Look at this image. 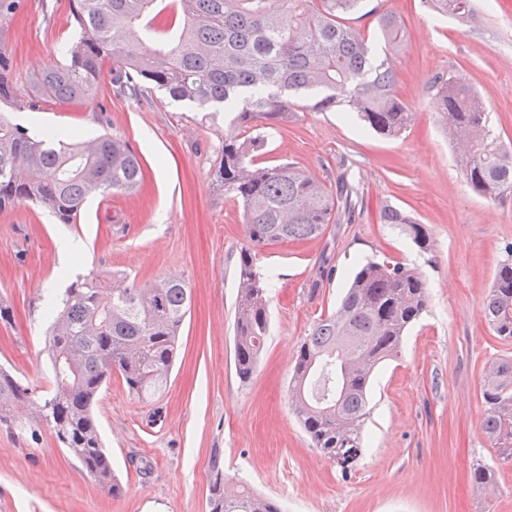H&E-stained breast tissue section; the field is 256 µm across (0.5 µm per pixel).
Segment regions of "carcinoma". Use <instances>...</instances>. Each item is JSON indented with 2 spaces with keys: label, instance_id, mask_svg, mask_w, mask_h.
<instances>
[{
  "label": "carcinoma",
  "instance_id": "cac0c4a2",
  "mask_svg": "<svg viewBox=\"0 0 512 512\" xmlns=\"http://www.w3.org/2000/svg\"><path fill=\"white\" fill-rule=\"evenodd\" d=\"M364 0H69L76 39L64 61L36 78L38 96L64 103L95 93L102 69L112 64V84L133 96L146 83L175 101L232 114L224 130L217 176L242 204L248 246L236 266L234 368L241 382L256 372L268 331V297L255 250L320 236L339 198L290 163L264 165V138L240 129L286 126L290 96L312 100L317 112L339 106L376 132L395 138L415 123L398 92L392 53L407 42L393 12L376 19L386 43L377 55L354 24ZM431 10L456 21L475 12L473 0H427ZM26 0H0V24L24 10ZM0 51V104L36 109L7 77ZM448 140L464 143L461 172L486 199L512 194V149L490 133L485 104L461 77L435 75L427 82ZM143 178L137 155L104 133L80 141L65 131L56 140L35 137L0 117V210L23 202L74 224L85 200L97 192L126 193ZM384 224H400L422 250V225L386 206ZM496 267L481 316L494 335L512 340V245ZM422 273L389 259L360 264L335 313L320 318L301 344L290 378L293 411L311 444L336 462L359 456L361 429L375 368L397 357L405 331L425 312ZM191 289L181 280L150 284L122 281L103 294L84 276L65 290L51 329L52 386L35 399L0 368V406L29 401V422L51 428L59 445L109 494L122 487L103 448L92 406L117 371L129 393L160 394L177 357ZM482 428L499 456L512 461V357L485 375ZM472 483L495 486L492 470L477 467ZM209 512H280L270 498L224 477L213 467Z\"/></svg>",
  "mask_w": 512,
  "mask_h": 512
}]
</instances>
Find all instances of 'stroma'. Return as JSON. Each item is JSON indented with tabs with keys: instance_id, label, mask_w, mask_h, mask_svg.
<instances>
[{
	"instance_id": "35a3bbf8",
	"label": "stroma",
	"mask_w": 512,
	"mask_h": 512,
	"mask_svg": "<svg viewBox=\"0 0 512 512\" xmlns=\"http://www.w3.org/2000/svg\"><path fill=\"white\" fill-rule=\"evenodd\" d=\"M364 7L369 14L356 25L373 48L383 45L375 11L394 12L405 26L398 88L417 120L388 139L346 113L314 112L297 99L293 120L270 130L266 163L293 164L331 190L346 180L357 195L319 237L257 250L269 332L246 384L235 374L233 347L235 269L247 239L241 207L216 176L227 117L150 86L135 98L116 94L108 66L92 96L0 112L36 135L110 133L143 171L139 189L90 197L74 224L55 223L32 203L0 211V301L13 312L10 323L0 322V367L32 391L47 390L48 312L76 276L177 278L193 297L165 392L133 397L116 374L98 396L94 418L121 493L104 492L48 427L32 436L0 424V512H209L216 466L283 512H512V463L481 425L484 372L512 356V340L493 336L480 316L512 244V194L491 201L471 190L424 86L436 74L465 79L494 132L512 145V0H476L468 24L436 16L422 0ZM76 36L69 0H28L25 12L0 26L21 95H35L36 75L61 61ZM386 206L425 227L428 251L380 222ZM65 240L84 249L64 267ZM373 257L419 268L428 304L398 357L378 368L362 454L344 472L312 447L291 407L289 380L315 322L335 311L356 265ZM480 465L493 469L494 492L472 486Z\"/></svg>"
}]
</instances>
